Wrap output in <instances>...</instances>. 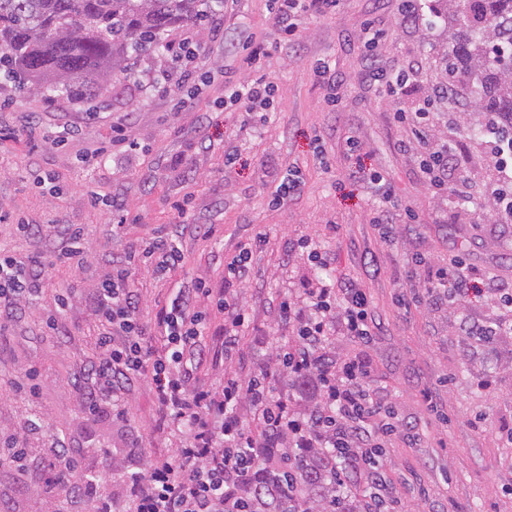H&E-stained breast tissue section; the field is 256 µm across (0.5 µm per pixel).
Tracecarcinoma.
I'll return each mask as SVG.
<instances>
[{
    "label": "carcinoma",
    "mask_w": 512,
    "mask_h": 512,
    "mask_svg": "<svg viewBox=\"0 0 512 512\" xmlns=\"http://www.w3.org/2000/svg\"><path fill=\"white\" fill-rule=\"evenodd\" d=\"M202 0H0V72L18 88L50 100H92L130 53L161 52L164 36L210 17ZM453 4L442 31L439 88L460 76L477 86L475 112L492 114L512 135V0H434ZM331 455L322 448L291 453L275 473L259 466L252 487L297 482L314 512H361L335 498Z\"/></svg>",
    "instance_id": "carcinoma-1"
}]
</instances>
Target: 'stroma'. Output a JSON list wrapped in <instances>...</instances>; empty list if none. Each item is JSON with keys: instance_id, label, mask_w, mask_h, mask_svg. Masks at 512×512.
I'll use <instances>...</instances> for the list:
<instances>
[{"instance_id": "stroma-1", "label": "stroma", "mask_w": 512, "mask_h": 512, "mask_svg": "<svg viewBox=\"0 0 512 512\" xmlns=\"http://www.w3.org/2000/svg\"><path fill=\"white\" fill-rule=\"evenodd\" d=\"M421 3L413 28L401 23V0H338L331 15L301 16L299 38L272 51L258 71L276 94L257 128L225 106L224 84L257 73L246 63L247 45L275 38L268 0H238L198 27L195 83L135 84L134 74L162 65L139 57L125 61V74L113 77L92 103H51L11 89L13 104L0 111V207L32 231L23 235L0 223V248L22 260L41 256L47 267L39 299L15 307L0 332V432L20 433L28 450L23 471L0 468V512H45L54 493L48 468L54 449H69L87 478L63 493V512H90L120 489L113 461L135 471L178 448L179 437L156 429L158 408L146 381L129 388L124 421H114L108 407L95 414L85 408L98 349L95 288L160 225L183 261L164 279L135 271L131 287L146 322L155 320L175 287L200 279L223 288L225 257L258 234L267 237L253 251V283L236 288L250 313L241 353L224 357V316L211 311L207 355L193 371V385H217L231 371L247 377L270 361L279 334L278 295L300 292L321 274L291 250L299 238H311L330 258L333 277L355 282L368 296L376 324L371 342L339 336L331 351L340 361L370 362L365 387L384 411L368 431L382 447L389 490L401 495L407 512H512V336L487 346L462 329L501 313L492 291L512 284V224L494 222L479 195L432 193L412 126L394 119L397 111H412L439 78L446 19L430 9V0ZM369 25L382 33L373 50L361 37ZM320 59L341 82L333 108L313 73ZM373 60L392 70L419 63L418 85L388 99L366 76ZM115 126L127 128L139 150L87 165L86 156ZM430 134L462 154L461 172L471 185L491 177L489 150L465 126L448 128L438 115ZM228 152L237 156L230 168ZM181 154L189 163L173 166ZM289 169L303 179L300 195L269 205L273 174ZM374 172L386 177L398 201L391 239L371 222L382 204L369 180ZM95 193L119 199L128 220L92 208ZM180 203L189 208L188 222L178 216ZM70 224L81 227L87 253L81 264L64 267L55 258ZM454 257L490 290L461 314L450 303L423 301L428 267ZM63 288L68 305L51 329L44 317L57 311ZM31 369L37 372L34 397L18 390ZM390 420L397 430L389 435Z\"/></svg>"}]
</instances>
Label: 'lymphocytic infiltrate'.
Instances as JSON below:
<instances>
[{
    "instance_id": "lymphocytic-infiltrate-1",
    "label": "lymphocytic infiltrate",
    "mask_w": 512,
    "mask_h": 512,
    "mask_svg": "<svg viewBox=\"0 0 512 512\" xmlns=\"http://www.w3.org/2000/svg\"><path fill=\"white\" fill-rule=\"evenodd\" d=\"M337 0H270L278 42H294L298 19L305 14H330ZM275 88L264 78H252L224 89V102L244 113L247 122L264 123ZM434 97L423 98L415 111L395 112L398 123L411 124L421 150V164L435 192L448 185L453 157L447 144L428 134ZM483 136L495 146L496 174L482 194L496 201L501 223H512V139L485 121ZM180 248L166 229H156L142 247L129 252L96 289V316L102 332L99 356L91 367L96 382L89 411L109 403L123 416L126 387L147 378L158 405L156 428L185 435V445L167 459L152 461L141 471L124 473L122 492L99 512H246L251 500V471L256 464L279 463L285 448L313 445L330 449L339 473L363 480L368 504L387 498L378 454L365 424L381 406L364 389L369 374L366 359L339 363L328 345L336 331L368 340L375 332L365 291L350 281H320L302 294L281 295L277 302V361L261 365L249 378L225 375L218 386H190L187 364L201 354L200 339L208 328L209 308L225 313L224 351L232 353L249 321L247 309L229 290L213 291L204 282L182 288L163 308L154 327H146L139 302L129 286L132 269L144 265L158 278L182 263ZM429 300L466 301L483 296L478 277L463 271L457 260L428 273ZM43 265L21 262L0 250V311L21 301L35 300L43 290ZM210 300L202 308L199 297ZM288 375L300 397L273 390L272 379ZM262 424L260 435L249 434L239 415L241 407Z\"/></svg>"
}]
</instances>
